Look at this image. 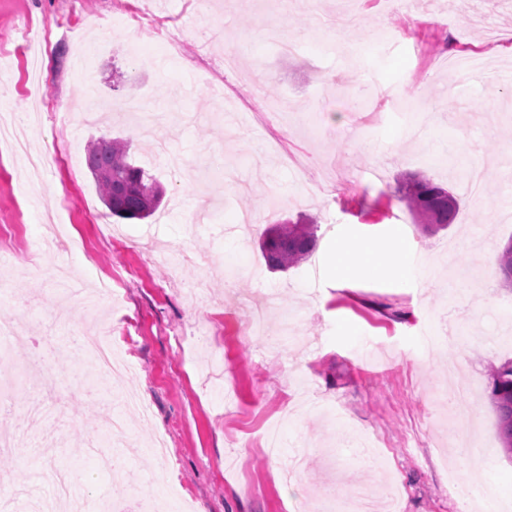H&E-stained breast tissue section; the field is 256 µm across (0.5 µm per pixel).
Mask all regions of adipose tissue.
Wrapping results in <instances>:
<instances>
[{"instance_id":"adipose-tissue-1","label":"adipose tissue","mask_w":512,"mask_h":512,"mask_svg":"<svg viewBox=\"0 0 512 512\" xmlns=\"http://www.w3.org/2000/svg\"><path fill=\"white\" fill-rule=\"evenodd\" d=\"M415 247L406 236L397 234L386 242L369 239H337L330 256V272L337 284L357 276H388L401 284L414 279Z\"/></svg>"}]
</instances>
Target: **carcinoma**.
<instances>
[{
    "label": "carcinoma",
    "mask_w": 512,
    "mask_h": 512,
    "mask_svg": "<svg viewBox=\"0 0 512 512\" xmlns=\"http://www.w3.org/2000/svg\"><path fill=\"white\" fill-rule=\"evenodd\" d=\"M129 144L119 138L100 136L88 142L87 168L98 185L110 214L121 220H143L156 212L160 201H148L156 181L128 154ZM451 190L423 172L409 175L396 188V198L424 221L426 228H444L456 220L459 205L448 204ZM316 224L289 221L266 230L262 255L272 270H286L306 259L317 244ZM498 273L512 288V240L497 255ZM492 402L496 427L504 452L512 457V362L495 368Z\"/></svg>",
    "instance_id": "cac0c4a2"
}]
</instances>
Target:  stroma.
<instances>
[{
	"label": "stroma",
	"mask_w": 512,
	"mask_h": 512,
	"mask_svg": "<svg viewBox=\"0 0 512 512\" xmlns=\"http://www.w3.org/2000/svg\"><path fill=\"white\" fill-rule=\"evenodd\" d=\"M169 50L151 30L112 20L125 0H0V112L23 114L44 182L28 183L25 154L0 142V315L20 331L11 347L34 358L47 337L79 329L122 342L132 368L113 390L72 383L89 360L49 358L58 384L30 435L52 448L0 454V476L42 495L33 474L52 464L82 471L74 493L110 505L129 485L125 512H152L140 485L160 465L193 512H319L330 491L360 488L374 512H462L448 468L473 442L494 449L484 466L500 496L512 459L500 451L491 400L494 366L512 360V290L485 256L512 240V0H149ZM360 17L355 44L340 42V13ZM53 26L32 86L16 28ZM293 41L295 55L281 53ZM467 51L504 80H463L448 59ZM135 99L164 115L160 136L183 169L137 124L64 119L85 94ZM130 141L131 155L163 186L154 216L112 218L85 163L90 139ZM423 172L464 199L454 224L418 228L395 200L402 178ZM384 200L381 218L359 201ZM267 224H317L310 257L270 272L243 215ZM63 225L68 245L43 247ZM402 227L419 271L404 287L386 276L334 284L327 257L341 236L385 241ZM122 281L120 302L90 308L100 278ZM295 313L281 330V310ZM401 318H394V311ZM134 393L149 416L125 406ZM124 412L139 448L105 473L88 453L112 412Z\"/></svg>",
	"instance_id": "1"
}]
</instances>
